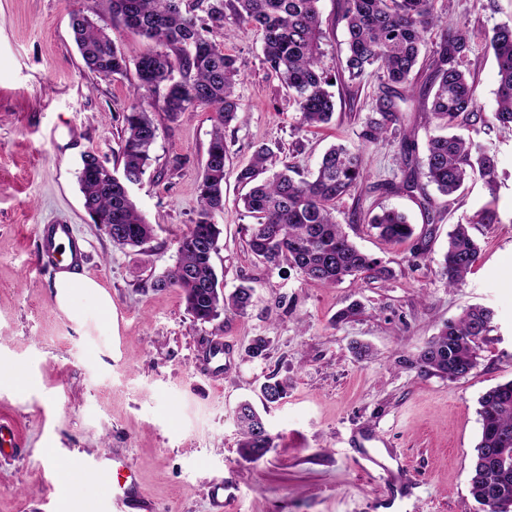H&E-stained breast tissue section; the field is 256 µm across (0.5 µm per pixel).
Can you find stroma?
Listing matches in <instances>:
<instances>
[{"mask_svg": "<svg viewBox=\"0 0 512 512\" xmlns=\"http://www.w3.org/2000/svg\"><path fill=\"white\" fill-rule=\"evenodd\" d=\"M342 0H319L322 63L336 81L332 121L297 124L295 98L263 66L262 35L226 19L224 50L240 77L238 116L224 130L228 151L223 235L214 264L232 290L255 288L246 313L224 310L197 322L177 289L152 288L171 267L178 238L199 210L198 185L212 130L200 108L170 119L154 110L158 137L150 165L131 189L154 235L119 247L83 205L77 172L84 152L107 166L124 132L134 75L89 72L73 40L72 11L83 0H0V417L15 424L22 445L0 457V512H51L68 487L62 512H95L107 488L79 469L50 471L54 460L124 453L157 512H212L210 491L224 486V512H481L469 492L473 449L481 434L480 397L512 380V136L476 121L461 135L498 158L499 192L482 181L448 197L434 186L391 191L399 182V144L361 143L359 134L382 91L378 78L349 79ZM445 21L474 32L466 66L479 110L497 108L498 68L487 40L512 24V0H439ZM359 148L364 179L336 205L350 239L390 268V280L365 278L323 287L292 267L271 270L246 250L253 219L241 197V167L263 144L277 167L313 172L333 144ZM432 197L435 221L423 208ZM498 220L482 224L485 208ZM396 208L414 224L407 242L379 239L362 216ZM471 226L480 246L474 271L457 288L440 276L448 233ZM68 224L88 254L86 274L112 296L111 317L77 330L58 310L54 277L35 264L36 227ZM360 301L359 314L336 321ZM495 312L478 363L463 379L423 372L417 356L443 322L471 305ZM268 343L265 356L248 349ZM222 339L221 373L207 367L211 340ZM372 348L358 359L353 341ZM288 378L285 399L264 405L267 375ZM253 403L275 437L262 459L240 457L236 410Z\"/></svg>", "mask_w": 512, "mask_h": 512, "instance_id": "obj_1", "label": "stroma"}]
</instances>
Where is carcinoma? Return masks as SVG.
<instances>
[{"mask_svg":"<svg viewBox=\"0 0 512 512\" xmlns=\"http://www.w3.org/2000/svg\"><path fill=\"white\" fill-rule=\"evenodd\" d=\"M319 0H91L71 15L74 40L85 67L102 77H124L134 64L133 102L124 115V134L118 148L120 167L80 166L78 182L84 206L102 224L118 226L112 237L118 246H140L149 241L153 225L146 222L127 184L140 182L151 160L158 127L152 108L158 106L174 119L199 107L212 112L213 129L199 185L200 209L195 224L177 241L175 264L152 281L156 289L176 288L188 312L208 322L226 307L244 313L253 303L255 288L241 284L225 293L219 284L213 257L222 230L213 222L224 208V167L227 149L224 128L235 118L234 88L240 76L238 59L224 52L213 27H224L226 15L257 28L262 34V63L295 94L299 126L318 127L331 122L336 103L329 91L333 77L322 66V21ZM439 0H343L348 54L344 71L350 79L375 75L384 90L359 134L375 143L390 132L399 137L405 167L402 188H416V168L428 182L451 196L466 182L483 181L496 197L497 158L494 152L447 131L479 119L473 81L465 68L474 33L465 23L447 25L438 11ZM107 12L161 50L130 56L118 49L96 17ZM436 33L430 62L432 78L424 103L440 134L429 136L421 160L413 161L415 146L401 126L400 87L411 84L420 48ZM489 45L496 59L499 84L497 109L490 121L512 130V25L492 30ZM276 157L262 145L238 175L248 187L242 197L255 223L247 228V250L269 268L281 262L296 268L308 282L333 287L347 278L371 273L393 277L392 270L362 252L343 231L334 215L336 203L351 194L363 179L357 149L331 146L309 179H296L290 169L269 173ZM364 223L391 243L414 236V227L400 211L386 209L364 218ZM480 257L467 224L448 232V248L441 276L450 287L460 286ZM493 312L471 306L443 324L418 357L420 368L450 381L467 377L478 358L479 343L491 331ZM288 392V379L273 374L261 386L269 404ZM481 436L474 447L469 491L485 505V512H512V380L486 391L479 399ZM240 456L249 461L264 457L274 447V436L249 402L237 416Z\"/></svg>","mask_w":512,"mask_h":512,"instance_id":"carcinoma-1","label":"carcinoma"}]
</instances>
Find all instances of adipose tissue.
Masks as SVG:
<instances>
[{"mask_svg": "<svg viewBox=\"0 0 512 512\" xmlns=\"http://www.w3.org/2000/svg\"><path fill=\"white\" fill-rule=\"evenodd\" d=\"M53 288L57 308L78 328H87L91 312H112L110 293L94 278L62 271L57 273Z\"/></svg>", "mask_w": 512, "mask_h": 512, "instance_id": "obj_1", "label": "adipose tissue"}]
</instances>
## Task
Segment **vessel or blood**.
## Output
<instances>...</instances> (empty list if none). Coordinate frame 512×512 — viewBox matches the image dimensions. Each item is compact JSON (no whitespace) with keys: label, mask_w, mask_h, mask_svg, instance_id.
<instances>
[{"label":"vessel or blood","mask_w":512,"mask_h":512,"mask_svg":"<svg viewBox=\"0 0 512 512\" xmlns=\"http://www.w3.org/2000/svg\"><path fill=\"white\" fill-rule=\"evenodd\" d=\"M39 249L36 261L42 268L58 272L75 269L84 252L67 224H42L38 227ZM79 466L97 475L112 490V512H154L143 492L138 476L127 459L120 454L82 458Z\"/></svg>","instance_id":"1"}]
</instances>
